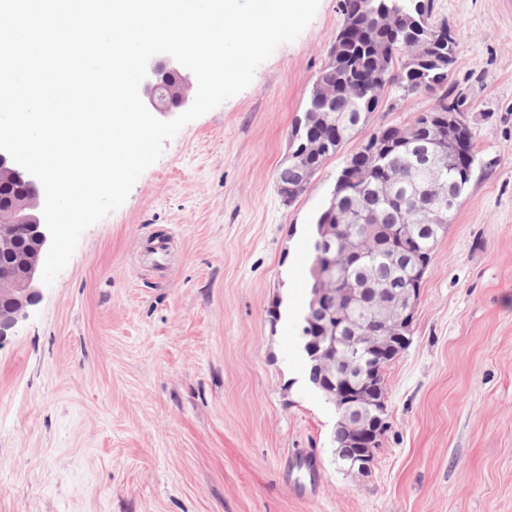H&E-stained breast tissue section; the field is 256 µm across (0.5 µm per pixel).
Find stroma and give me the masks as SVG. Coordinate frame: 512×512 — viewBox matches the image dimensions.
I'll list each match as a JSON object with an SVG mask.
<instances>
[{
  "instance_id": "stroma-1",
  "label": "stroma",
  "mask_w": 512,
  "mask_h": 512,
  "mask_svg": "<svg viewBox=\"0 0 512 512\" xmlns=\"http://www.w3.org/2000/svg\"><path fill=\"white\" fill-rule=\"evenodd\" d=\"M461 47L477 164L386 371L368 475L291 348L315 222L358 140L430 96L385 91L305 192L278 169L341 16L320 0L252 83L186 124L0 342V512H512V0H431ZM168 242L155 262L146 250Z\"/></svg>"
}]
</instances>
